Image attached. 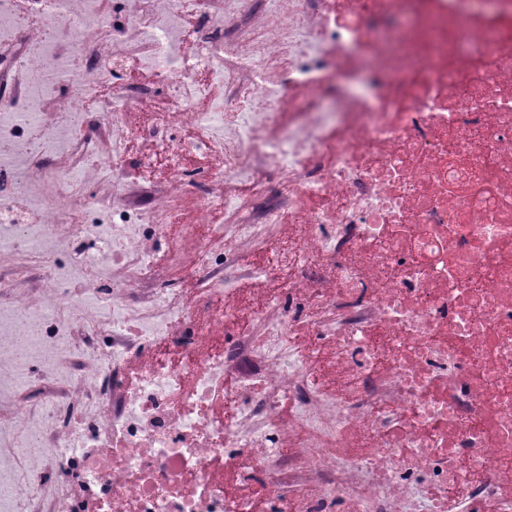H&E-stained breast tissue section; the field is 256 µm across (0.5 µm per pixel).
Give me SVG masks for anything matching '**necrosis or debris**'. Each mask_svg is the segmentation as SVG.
<instances>
[{
  "instance_id": "necrosis-or-debris-1",
  "label": "necrosis or debris",
  "mask_w": 512,
  "mask_h": 512,
  "mask_svg": "<svg viewBox=\"0 0 512 512\" xmlns=\"http://www.w3.org/2000/svg\"><path fill=\"white\" fill-rule=\"evenodd\" d=\"M113 4L0 0V383L51 363L12 442L47 454L0 471V512H512V0ZM185 11L205 51L176 69ZM131 49L171 73L138 131L157 187L121 153L159 95L119 79ZM190 197L172 261L205 323L149 262ZM282 223L281 288L248 259Z\"/></svg>"
}]
</instances>
